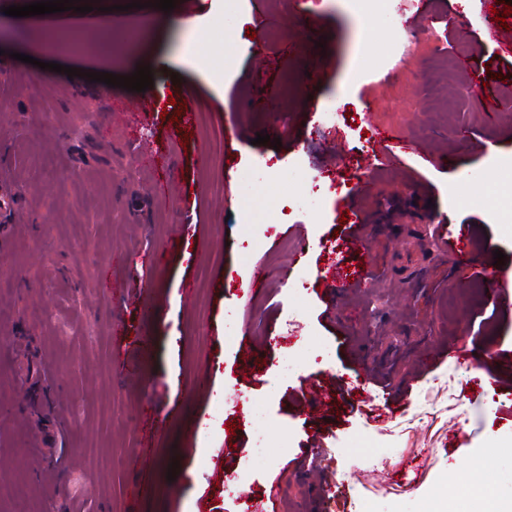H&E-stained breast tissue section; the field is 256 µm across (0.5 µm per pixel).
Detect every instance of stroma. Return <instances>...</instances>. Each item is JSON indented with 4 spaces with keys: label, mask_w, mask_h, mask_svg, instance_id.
<instances>
[{
    "label": "stroma",
    "mask_w": 512,
    "mask_h": 512,
    "mask_svg": "<svg viewBox=\"0 0 512 512\" xmlns=\"http://www.w3.org/2000/svg\"><path fill=\"white\" fill-rule=\"evenodd\" d=\"M128 2L89 0L112 8L111 33L86 25L53 49L32 28L0 55V512H330L317 495L344 476L349 512H424L450 485L461 512H498L512 304L490 297L512 296V212L463 198L512 191V14L493 30L482 0H387L367 22L359 0ZM136 17L149 29L128 52ZM107 39L112 73L150 66V89L36 65ZM395 84L413 88L395 131L414 151L393 162L376 134ZM333 107L353 125L325 119ZM434 221L464 225L495 278L458 265ZM336 250L371 260V287L336 295ZM431 348L441 359L422 362ZM358 373L394 386L387 416L349 406ZM368 442L393 462L425 449L415 483H381L353 452ZM218 462L235 484L212 479Z\"/></svg>",
    "instance_id": "obj_1"
}]
</instances>
